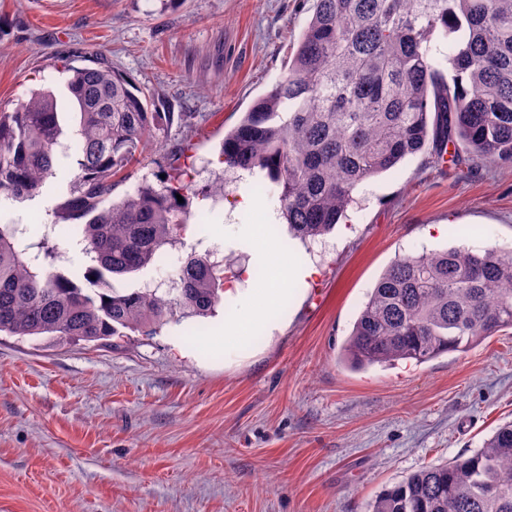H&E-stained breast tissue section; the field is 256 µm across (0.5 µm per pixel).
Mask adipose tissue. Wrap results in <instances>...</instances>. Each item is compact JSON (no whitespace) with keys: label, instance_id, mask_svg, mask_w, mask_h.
I'll return each mask as SVG.
<instances>
[{"label":"adipose tissue","instance_id":"ef3b65f1","mask_svg":"<svg viewBox=\"0 0 512 512\" xmlns=\"http://www.w3.org/2000/svg\"><path fill=\"white\" fill-rule=\"evenodd\" d=\"M241 239L256 254L258 262L269 271L268 280L261 288H240L236 291L235 314L225 317L224 330L217 336L225 354H232L247 340L255 327L273 333L281 326L280 320L271 318V311L286 298L295 296L297 288L306 286L317 273L315 266L291 248L277 250L275 245L261 236L254 225L241 229Z\"/></svg>","mask_w":512,"mask_h":512}]
</instances>
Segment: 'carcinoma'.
Masks as SVG:
<instances>
[{"mask_svg": "<svg viewBox=\"0 0 512 512\" xmlns=\"http://www.w3.org/2000/svg\"><path fill=\"white\" fill-rule=\"evenodd\" d=\"M437 35L455 46L448 75L431 59ZM68 68L79 115L68 195L51 224L81 229L82 276L57 267L50 236L22 244L0 223V334L98 342L162 324L175 311L205 317L222 301L224 265L185 261L162 294H122L112 276L136 273L177 244L190 196L181 166L143 176L116 201V180L149 138L167 137L174 113L147 97L100 53ZM50 89L0 109V202L34 199L67 156V132ZM454 165H512V0H314L285 76L224 134L221 163L265 173L293 235L328 234L364 183L409 156ZM183 202H178L176 195ZM512 328V248H450L391 263L367 295L343 352L355 369L424 363L465 352ZM369 512H512V422L471 455L427 466L383 490Z\"/></svg>", "mask_w": 512, "mask_h": 512, "instance_id": "cac0c4a2", "label": "carcinoma"}]
</instances>
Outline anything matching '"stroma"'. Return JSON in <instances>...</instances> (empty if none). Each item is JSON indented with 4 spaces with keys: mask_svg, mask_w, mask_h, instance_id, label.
Segmentation results:
<instances>
[{
    "mask_svg": "<svg viewBox=\"0 0 512 512\" xmlns=\"http://www.w3.org/2000/svg\"><path fill=\"white\" fill-rule=\"evenodd\" d=\"M312 0H0V108L41 87L61 91L64 61L101 53L146 94L184 113L133 163L136 180L192 144L197 190L223 184L211 213L191 200L179 260L207 252L227 277L250 271L243 224L288 242L276 196L245 171H223L225 132L284 75ZM63 160L41 197L0 218L45 231L66 194ZM265 201V222L241 207ZM345 229L302 248L315 287L285 303L272 336L254 330L225 358L213 335L234 310L173 315L114 345L0 335V512H367L384 489L471 454L512 420V329L415 364L349 368L341 347L368 291L398 257L452 247L512 248V167L468 177L426 155L360 186Z\"/></svg>",
    "mask_w": 512,
    "mask_h": 512,
    "instance_id": "35a3bbf8",
    "label": "stroma"
}]
</instances>
